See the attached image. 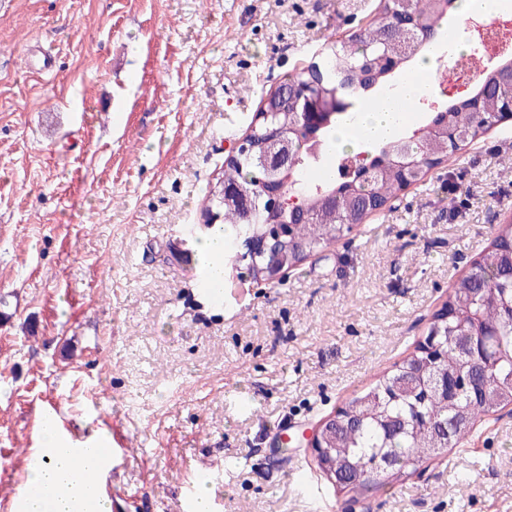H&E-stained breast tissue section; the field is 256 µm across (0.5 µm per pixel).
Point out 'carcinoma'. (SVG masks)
I'll return each mask as SVG.
<instances>
[{
    "label": "carcinoma",
    "instance_id": "1",
    "mask_svg": "<svg viewBox=\"0 0 512 512\" xmlns=\"http://www.w3.org/2000/svg\"><path fill=\"white\" fill-rule=\"evenodd\" d=\"M457 0H413L418 42L405 46L392 31L395 0H380L377 19L364 32L348 40L332 42L321 64V72L306 68L281 86L297 85L312 94L327 96L336 80L344 79L352 95L336 105L331 119L318 126L303 127L288 103L268 95V107L288 128L293 145V166L287 175L289 196L295 204L270 212L257 208L244 218L234 206L224 204L215 188L204 198V209L228 225L235 241L263 232L269 224L290 225L288 238L260 267L274 261L296 267L311 252L326 250L341 234L363 223L384 208L403 189V170L416 177L440 164L461 146L478 141L495 125L498 113L512 103V89L490 97L480 112L472 110L470 98L449 103L425 122L395 140L385 143L350 173L317 179L312 173L336 159L324 152L325 139L340 115L355 107L363 94L387 84L406 64L416 61L451 15ZM262 130L249 142L253 151L226 164L222 179L232 187L259 190L263 169L253 155L263 150ZM512 224H500L495 236L473 268L457 279L448 293V318L436 315L428 334L439 345V361L415 349L392 366L370 387L352 397L336 414V426L322 439L318 469L326 479H335L344 494H363L397 483L420 465L455 448L471 432L477 419L512 404ZM473 336V357L458 349L460 337ZM490 366L474 384L458 386L448 396L425 389L434 373L450 379L466 377L473 367Z\"/></svg>",
    "mask_w": 512,
    "mask_h": 512
}]
</instances>
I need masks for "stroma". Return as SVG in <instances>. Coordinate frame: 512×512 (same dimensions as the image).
Wrapping results in <instances>:
<instances>
[{"label": "stroma", "instance_id": "35a3bbf8", "mask_svg": "<svg viewBox=\"0 0 512 512\" xmlns=\"http://www.w3.org/2000/svg\"><path fill=\"white\" fill-rule=\"evenodd\" d=\"M379 0H8L0 10V512L40 445L122 431L128 512H512V405L348 502L302 431L409 354L512 220V120L280 282L196 286L202 199L267 93ZM50 54L51 72L37 69ZM296 461L314 480L286 474Z\"/></svg>", "mask_w": 512, "mask_h": 512}]
</instances>
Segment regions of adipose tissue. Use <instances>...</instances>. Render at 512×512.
<instances>
[{
  "label": "adipose tissue",
  "mask_w": 512,
  "mask_h": 512,
  "mask_svg": "<svg viewBox=\"0 0 512 512\" xmlns=\"http://www.w3.org/2000/svg\"><path fill=\"white\" fill-rule=\"evenodd\" d=\"M512 13V0H457L452 21L455 48L463 46V28L471 19L491 20ZM443 52L442 45L431 46L414 68L404 73L395 94L378 96L375 102L360 105L352 116L339 119L327 137L329 152L353 151L358 147H373L385 143L418 125L420 113L408 111V103L416 101L424 90L422 74L431 71ZM43 442L50 450L45 459L29 463L25 481L47 486L51 497H24L23 512H111L109 503L87 493L84 478L98 471L96 458L78 453L57 433L50 420L42 422Z\"/></svg>",
  "instance_id": "1"
}]
</instances>
